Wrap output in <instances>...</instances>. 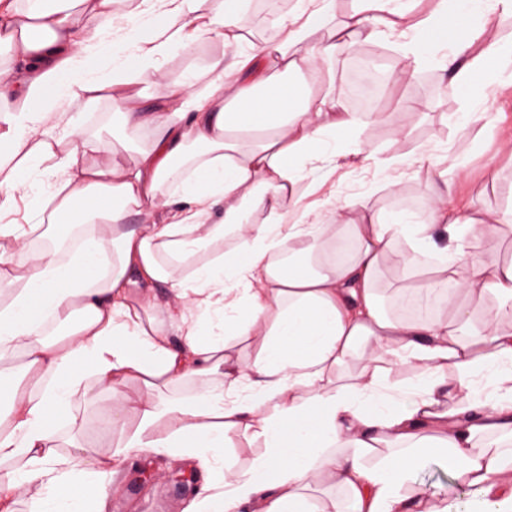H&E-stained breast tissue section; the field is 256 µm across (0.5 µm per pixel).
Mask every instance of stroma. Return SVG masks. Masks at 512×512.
<instances>
[{
    "instance_id": "stroma-1",
    "label": "stroma",
    "mask_w": 512,
    "mask_h": 512,
    "mask_svg": "<svg viewBox=\"0 0 512 512\" xmlns=\"http://www.w3.org/2000/svg\"><path fill=\"white\" fill-rule=\"evenodd\" d=\"M295 5L296 0H256L244 30V43L227 47V54L246 51L250 40L277 42L278 35L266 19L291 11ZM213 50V44L203 39L193 40L189 49L175 50L152 87V95L164 96L170 83ZM358 56L371 57L388 68L398 59L399 46L395 39L387 38L367 40L354 49L337 48L329 63L333 91L359 124L348 138L339 141L337 157L321 155L315 159L314 165L324 177L301 193L297 210L310 209L330 220L334 203L350 199L358 209L374 213L408 210L422 214L433 189L451 190L456 205L468 216L512 209V153L502 147L505 133L512 132L511 95L492 94L484 102L462 95L452 87L448 70L431 56L412 77L388 86L372 109H360L351 99L348 83L350 63ZM404 100L416 101V109L400 110ZM380 112L397 113L404 136H397L389 124L377 120ZM113 119V107L104 99L86 108L65 109L63 114V123L71 130L98 129L106 146L113 142ZM459 162L464 165L461 175L429 180L430 171L441 173ZM432 264L431 254L425 253L417 256L412 267H385L379 284L383 296H391L399 288L417 287ZM95 394L94 403L79 408L80 441L85 447L105 452L120 447L125 436L100 429L111 399L102 387L96 388ZM184 472L193 474L195 480L180 489L174 478ZM112 480L119 492L107 500L104 512H190L210 483L211 474L192 459L142 452L116 468ZM416 480L426 494L452 498L460 512H472L479 498L476 489L450 482L444 467L435 460L417 472Z\"/></svg>"
}]
</instances>
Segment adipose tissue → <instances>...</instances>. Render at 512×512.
Listing matches in <instances>:
<instances>
[{
    "instance_id": "1",
    "label": "adipose tissue",
    "mask_w": 512,
    "mask_h": 512,
    "mask_svg": "<svg viewBox=\"0 0 512 512\" xmlns=\"http://www.w3.org/2000/svg\"><path fill=\"white\" fill-rule=\"evenodd\" d=\"M251 0H0V215L29 197L44 170L53 190L28 223L0 224V512L16 499L29 512H101L114 470L131 454L197 459L213 481L196 512H454L423 499L417 471L440 461L477 488V512H512V260L470 250L512 224V210L462 218L450 192L435 191L423 220L377 215L338 202L345 221L312 222L287 209L315 173L308 161L335 153L358 120L332 93L327 66L337 44L398 37L391 78L410 76L429 51L451 83L475 93L490 60L512 45L487 30L512 15V0H435L417 17L411 0H355L334 25L335 0H297L271 18L275 45L239 42ZM337 30V41H314ZM219 46L167 94L145 102L170 52L189 34ZM114 97L123 137L137 159L95 166L99 137L61 126V103ZM252 147L241 148L242 138ZM161 211L149 231L132 216ZM261 221H254V214ZM57 224L81 228L67 251L35 250ZM444 227L448 243L437 246ZM237 243L224 249L226 235ZM352 248L334 256L341 237ZM432 254L423 288H455L428 320L385 315L376 282L385 262L404 267ZM172 299L159 303L156 285ZM476 291L496 305L474 314ZM219 319L223 333L202 337ZM180 344H172L171 332ZM251 336L259 351L232 356L227 339ZM23 356L24 369L12 367ZM357 374H344L349 362ZM415 380L389 384L392 367ZM145 393L127 404L124 385ZM192 380L184 397L175 386ZM112 392L123 445L100 455L62 449L77 404L95 387ZM262 452L238 471L224 464L228 434ZM385 453L376 464L367 458ZM322 473L347 506L316 508L310 475Z\"/></svg>"
}]
</instances>
